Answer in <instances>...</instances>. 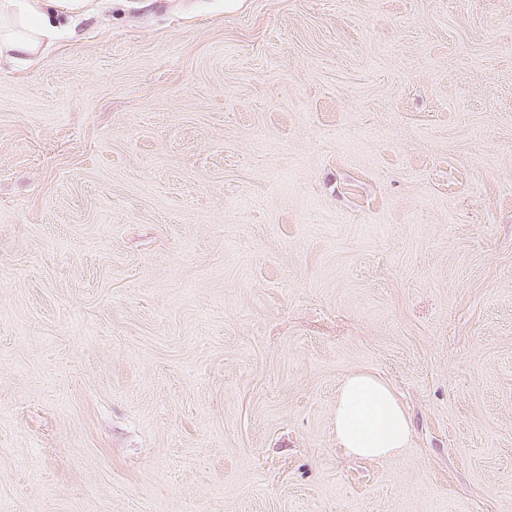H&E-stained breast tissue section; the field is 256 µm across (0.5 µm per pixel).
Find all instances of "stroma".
<instances>
[{
	"label": "stroma",
	"instance_id": "stroma-1",
	"mask_svg": "<svg viewBox=\"0 0 512 512\" xmlns=\"http://www.w3.org/2000/svg\"><path fill=\"white\" fill-rule=\"evenodd\" d=\"M0 512H512V0H94L1 67ZM333 425L339 447L360 458L395 456L412 437L410 418L393 389L366 370L343 380L336 394Z\"/></svg>",
	"mask_w": 512,
	"mask_h": 512
}]
</instances>
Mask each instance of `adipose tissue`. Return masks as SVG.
Returning <instances> with one entry per match:
<instances>
[{
  "mask_svg": "<svg viewBox=\"0 0 512 512\" xmlns=\"http://www.w3.org/2000/svg\"><path fill=\"white\" fill-rule=\"evenodd\" d=\"M84 4L85 0H0V63L34 62ZM333 425L339 447L360 458L395 456L412 437L410 418L393 389L366 370L343 380Z\"/></svg>",
  "mask_w": 512,
  "mask_h": 512,
  "instance_id": "obj_1",
  "label": "adipose tissue"
}]
</instances>
